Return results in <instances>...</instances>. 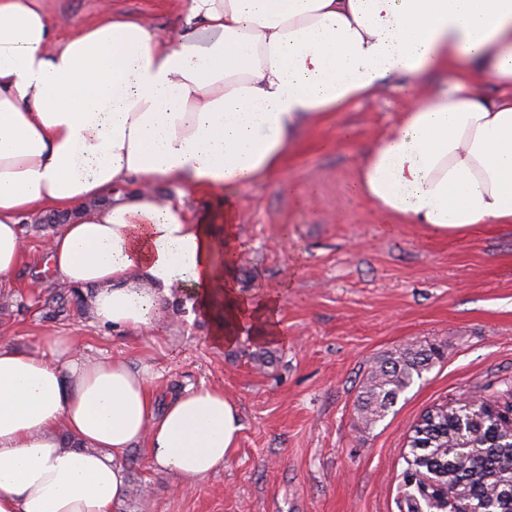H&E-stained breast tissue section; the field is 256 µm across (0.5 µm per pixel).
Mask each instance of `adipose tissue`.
Instances as JSON below:
<instances>
[{
  "instance_id": "1",
  "label": "adipose tissue",
  "mask_w": 512,
  "mask_h": 512,
  "mask_svg": "<svg viewBox=\"0 0 512 512\" xmlns=\"http://www.w3.org/2000/svg\"><path fill=\"white\" fill-rule=\"evenodd\" d=\"M161 30L102 12L62 39L42 0H0V291L24 262L29 214L71 213L46 247L94 321L152 331L172 292L221 347L281 340L280 295H243L225 251L232 209L184 196L284 174L298 135L433 71L450 83L400 113L361 157L357 193L399 224L447 235L512 224V0H181ZM482 69L499 97L470 78ZM171 183L179 199L161 200ZM243 428L220 386L157 403L148 369L84 356L72 336L0 342V512H111L123 460L147 443L193 485ZM186 205L193 210H212L224 213V191L218 194H191L185 198Z\"/></svg>"
}]
</instances>
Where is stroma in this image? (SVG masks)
Returning a JSON list of instances; mask_svg holds the SVG:
<instances>
[{"label":"stroma","instance_id":"1","mask_svg":"<svg viewBox=\"0 0 512 512\" xmlns=\"http://www.w3.org/2000/svg\"><path fill=\"white\" fill-rule=\"evenodd\" d=\"M118 15L170 27L181 0H47L60 36ZM401 110L395 94L354 105L307 129L289 156L287 180L229 194H191L193 210L236 205L233 277L248 296L282 291L288 339L209 341L210 325L183 296L146 335L95 324L70 311L49 319L62 285L42 274L51 229L21 224L27 262L0 294V341L36 349L52 333L76 337L90 357L122 355L148 366L157 402L186 388L220 385L243 429L224 469L191 488L159 472L146 444L127 454L128 491L112 512H409L407 436L428 409L512 389V224L442 235L382 216L355 189V168ZM441 345L442 360L373 429L357 396L371 369L396 350ZM145 487L149 500L134 490Z\"/></svg>","mask_w":512,"mask_h":512}]
</instances>
